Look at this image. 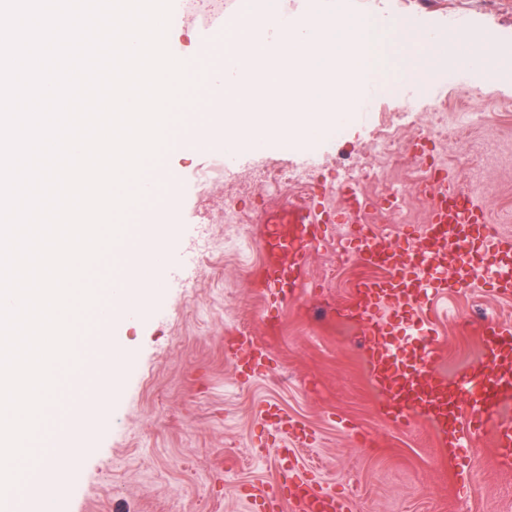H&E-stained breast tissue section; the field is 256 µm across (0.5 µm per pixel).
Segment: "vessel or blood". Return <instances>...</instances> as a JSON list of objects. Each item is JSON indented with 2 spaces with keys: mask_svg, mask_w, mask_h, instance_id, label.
Listing matches in <instances>:
<instances>
[{
  "mask_svg": "<svg viewBox=\"0 0 512 512\" xmlns=\"http://www.w3.org/2000/svg\"><path fill=\"white\" fill-rule=\"evenodd\" d=\"M199 46L194 62L206 71L222 65L233 52L232 46L209 31L201 33ZM192 97V103L182 108L188 116L208 111L217 91L204 84L193 90ZM424 192L430 201L426 229L434 233V240L420 247H393L370 228L350 238L348 251L367 263L385 267L387 275L360 283L357 292L362 302L347 310L345 316L365 322L366 333L372 338L371 378L386 393L400 418H429L453 448L467 447L472 434H491L498 458L508 464L512 462V422L500 419L498 409L502 402L512 399V327L494 320L485 322L484 368L466 370L448 379L433 372L438 339L435 331L425 326L423 316L434 299L465 290L478 281L494 296L511 298L512 237L492 232L487 210L447 177L436 176ZM330 220V215L311 207L268 211L265 223L287 225L288 232L269 236L267 250L291 257L288 265L272 263L266 269L267 294L272 303L286 299L315 240V226ZM143 233L144 226L137 218L127 219L119 242L93 269L99 300L88 312L76 340L79 364L58 379L55 400L44 411V422L32 448L34 458L57 454L59 437L70 425L72 408L98 364L104 330L115 316L113 302L126 284L128 268L136 256L134 245ZM386 309L402 316V330L412 338L411 357L398 354L392 331L382 316ZM234 348L245 376L262 371L267 353L255 336H236ZM278 474L294 481V490L285 500L292 512H348L347 503L298 477L289 455H282ZM40 487L39 471L25 470L14 491L10 512H25L30 494Z\"/></svg>",
  "mask_w": 512,
  "mask_h": 512,
  "instance_id": "vessel-or-blood-1",
  "label": "vessel or blood"
}]
</instances>
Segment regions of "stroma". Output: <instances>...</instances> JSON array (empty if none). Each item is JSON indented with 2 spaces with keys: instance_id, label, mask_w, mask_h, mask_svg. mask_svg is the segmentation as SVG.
<instances>
[{
  "instance_id": "1",
  "label": "stroma",
  "mask_w": 512,
  "mask_h": 512,
  "mask_svg": "<svg viewBox=\"0 0 512 512\" xmlns=\"http://www.w3.org/2000/svg\"><path fill=\"white\" fill-rule=\"evenodd\" d=\"M387 5L392 17L462 12L474 29L496 30L498 49L512 50V0H497L491 12L480 0ZM386 82L362 94L341 135L299 148L272 141L172 156L174 202L147 214L148 223L170 226L168 237L147 244L169 263L146 282L133 316L109 330L121 350L119 377L92 379L76 403L85 423L69 441L81 454L71 482L48 493L55 512H251L252 494L276 479L279 436L265 418L271 404L307 428V442L293 444L301 470L352 512H512V466L499 461L489 435L460 451L444 447L421 417L405 425L386 418L387 398L369 376V337L360 327L348 334L337 327L339 310L356 302V283L381 272L346 251L356 227L336 194L340 165L370 169L357 187L372 204L373 228L395 242L417 241L429 201L414 190L419 165L431 157L488 209L494 232L512 235V77L490 80L448 59L427 94L397 70ZM468 111L485 118L446 141L428 139L432 121L452 126ZM398 113L404 157L378 163L379 126ZM303 166L310 179L302 196L271 199L257 180L269 167ZM202 168L210 183L197 181ZM299 202L334 208L336 221L320 226L295 292L274 306L253 282L265 259L264 216L274 204ZM228 207L239 223H226ZM204 242L210 254L188 265ZM429 313L439 335L435 368L450 376L483 356L480 335L461 333L460 323L482 317L512 325V299L473 287ZM242 330L268 350L261 375H239L226 347Z\"/></svg>"
}]
</instances>
